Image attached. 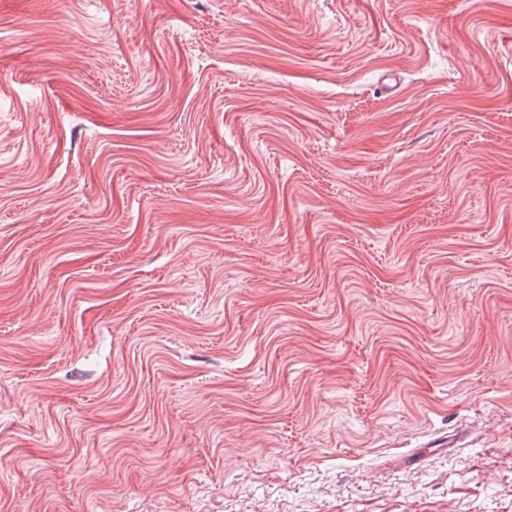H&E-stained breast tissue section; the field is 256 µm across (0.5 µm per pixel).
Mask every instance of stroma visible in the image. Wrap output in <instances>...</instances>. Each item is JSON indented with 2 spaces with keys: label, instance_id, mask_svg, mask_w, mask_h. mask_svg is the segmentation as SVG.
I'll return each mask as SVG.
<instances>
[{
  "label": "stroma",
  "instance_id": "35a3bbf8",
  "mask_svg": "<svg viewBox=\"0 0 512 512\" xmlns=\"http://www.w3.org/2000/svg\"><path fill=\"white\" fill-rule=\"evenodd\" d=\"M0 512H512V0H0Z\"/></svg>",
  "mask_w": 512,
  "mask_h": 512
}]
</instances>
